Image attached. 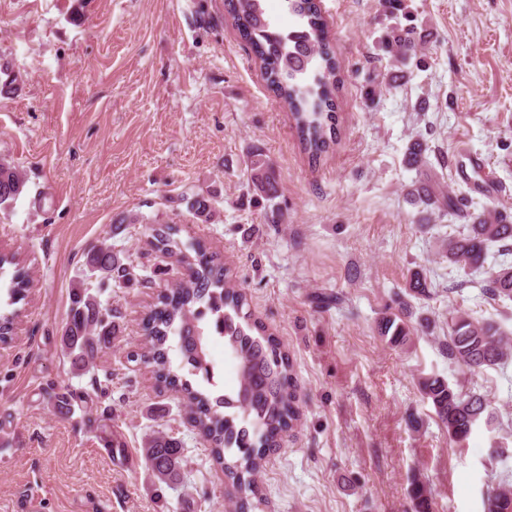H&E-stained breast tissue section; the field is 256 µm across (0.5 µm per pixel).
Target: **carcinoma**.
Masks as SVG:
<instances>
[{
  "instance_id": "cac0c4a2",
  "label": "carcinoma",
  "mask_w": 512,
  "mask_h": 512,
  "mask_svg": "<svg viewBox=\"0 0 512 512\" xmlns=\"http://www.w3.org/2000/svg\"><path fill=\"white\" fill-rule=\"evenodd\" d=\"M263 0H227V10L241 36L247 40L261 62L268 88L288 107L294 118L304 149L316 160L328 152L336 141V112L329 85L336 83V62L326 44V24L315 0H286L288 8L303 20L300 29L289 33L277 30L266 16ZM386 48L399 63L406 60L407 48L399 35L392 36ZM313 83L307 78L315 60ZM253 190L264 198L268 211L264 219L269 224L280 223L282 212L275 203L278 189L273 165L260 150L249 154ZM26 179L8 160L0 158V205L13 202L25 192ZM410 196L416 202L435 206L444 215L457 214L458 200L434 184L419 180L412 185ZM195 219L208 223L213 217L209 197L193 192L184 196ZM175 227L167 224L152 229L151 244L160 251L177 256L178 262L189 269V275L161 296L144 323L150 338V353L161 382L180 388L193 412V422L211 445L215 462L239 494L254 497L259 494L256 476L262 468L267 451L278 446L282 432L297 417V394L290 374L288 354L282 351L275 337L252 320L245 310L246 295L227 282L224 266L207 254L201 242L180 245L174 238ZM512 241V224L501 223L500 214L487 211L478 214L467 225V232L448 237L441 247V257L448 264L461 268L482 269L493 243ZM86 267L99 278L100 287L117 286L131 280V265L101 244L87 253ZM29 291V279L15 270L6 287L0 311V339L12 332L16 311L12 306L23 301ZM488 291L494 299L512 300V264L502 261L490 272ZM197 313L201 330V346H206L211 332L224 337V345L241 353L248 364L246 393L236 396L211 397L197 390L173 369L169 351L170 336L180 335L186 313ZM212 323H203L206 314ZM391 313L382 319L381 335L396 345L409 335L404 323L396 322ZM118 326L112 315L87 289H72V307L62 335V348L73 364L85 369L98 352L112 343ZM448 359L477 372L503 364L512 356V337L502 335L494 322L480 319L467 311L455 310L448 316V340L443 344ZM182 362L191 373H203L210 385L213 368L207 358L198 356L194 343L178 346ZM420 393L431 401L435 414L454 443L469 437V428L476 422L489 425L494 420L490 403L473 392L454 389L443 377L431 375L418 380ZM225 408L236 412L226 414ZM237 450V459L226 462L225 452ZM147 463L157 483L171 484L178 480L182 452L176 439L163 434L150 436L143 448ZM410 499L413 512H430L431 489L416 477L411 482ZM512 510V486L500 482L487 493L488 512Z\"/></svg>"
}]
</instances>
